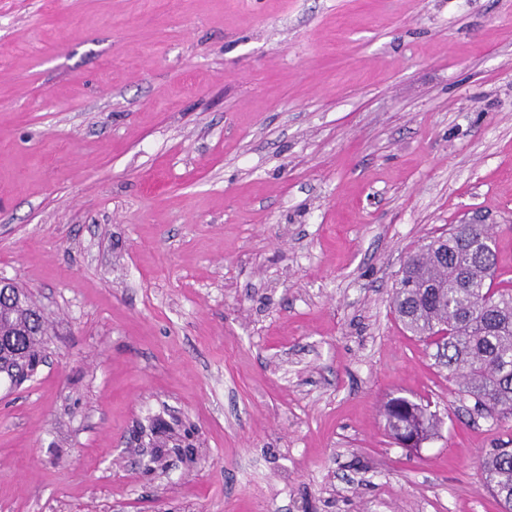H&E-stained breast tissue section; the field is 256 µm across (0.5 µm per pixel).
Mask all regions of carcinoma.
I'll return each instance as SVG.
<instances>
[{
  "mask_svg": "<svg viewBox=\"0 0 512 512\" xmlns=\"http://www.w3.org/2000/svg\"><path fill=\"white\" fill-rule=\"evenodd\" d=\"M478 225L432 238L408 257L392 295L404 327L436 348V364L459 392L497 424L512 423V288L496 275V255ZM48 321L29 293L0 295V369L32 379L43 359ZM386 427L399 445L437 434V415L407 398L384 406ZM482 479L498 500H512V448L485 454Z\"/></svg>",
  "mask_w": 512,
  "mask_h": 512,
  "instance_id": "cac0c4a2",
  "label": "carcinoma"
}]
</instances>
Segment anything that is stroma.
I'll return each mask as SVG.
<instances>
[{
	"label": "stroma",
	"instance_id": "stroma-1",
	"mask_svg": "<svg viewBox=\"0 0 512 512\" xmlns=\"http://www.w3.org/2000/svg\"><path fill=\"white\" fill-rule=\"evenodd\" d=\"M468 219L512 281V0H0V277L50 352L0 512H502L512 427L391 308ZM175 417L197 462L147 470ZM383 414L389 433L401 447L403 441L413 435L417 441L424 442L437 434L438 419L435 412L407 398L391 399L384 406ZM511 443L500 445L486 453L480 463L486 487L499 500L512 501V448Z\"/></svg>",
	"mask_w": 512,
	"mask_h": 512
}]
</instances>
